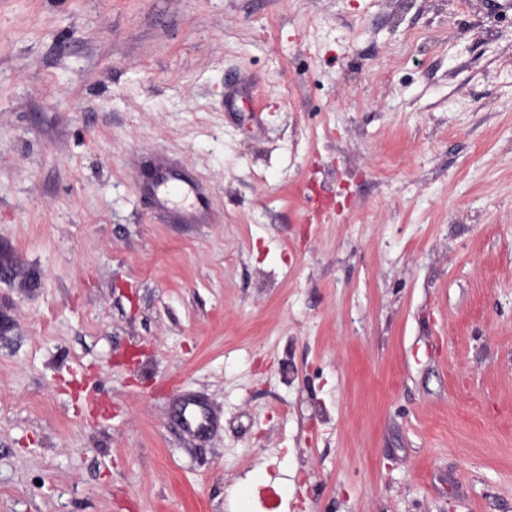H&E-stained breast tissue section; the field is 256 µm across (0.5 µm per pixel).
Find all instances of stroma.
Here are the masks:
<instances>
[{
	"instance_id": "obj_1",
	"label": "stroma",
	"mask_w": 512,
	"mask_h": 512,
	"mask_svg": "<svg viewBox=\"0 0 512 512\" xmlns=\"http://www.w3.org/2000/svg\"><path fill=\"white\" fill-rule=\"evenodd\" d=\"M0 512H512V0H0Z\"/></svg>"
}]
</instances>
